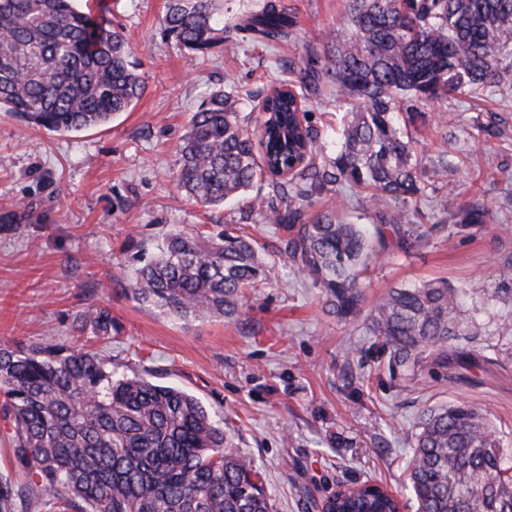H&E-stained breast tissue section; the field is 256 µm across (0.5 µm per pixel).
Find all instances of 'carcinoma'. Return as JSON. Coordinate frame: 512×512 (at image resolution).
<instances>
[{
	"mask_svg": "<svg viewBox=\"0 0 512 512\" xmlns=\"http://www.w3.org/2000/svg\"><path fill=\"white\" fill-rule=\"evenodd\" d=\"M351 35L330 64L306 70L301 85L213 92L180 139L178 187L220 206L246 196L264 175L272 194L258 210L286 231L284 256L321 290L336 316H357L359 272L391 234L407 251L432 232L460 233L488 213L453 204L448 188L440 221L404 224L382 217L372 240L332 211L307 216L302 201L326 183L370 192L375 205L428 196L431 183L408 127L424 113L415 102L481 98L512 84V0H349ZM281 0H263L238 20L224 0H168L164 32L186 50L207 54L238 41L288 34ZM327 79L346 106L336 155L312 151L318 130L306 87ZM124 36L79 0H0V112L62 133L104 124L143 94ZM259 113L253 130L242 108ZM134 298L179 319L233 316L246 291L266 279L257 243L231 225L196 235L170 231L138 250ZM460 313L444 281L391 289L368 316L370 333L395 364L416 369L439 356ZM80 330L112 333V311L89 309ZM4 436L18 480L0 476V512H272L253 462L229 448L224 422L196 396L129 371L112 358L64 344L0 343ZM417 512H512V452L470 406L427 410L409 463ZM390 495L328 498L323 512H398Z\"/></svg>",
	"mask_w": 512,
	"mask_h": 512,
	"instance_id": "1",
	"label": "carcinoma"
}]
</instances>
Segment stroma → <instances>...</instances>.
Segmentation results:
<instances>
[{"label":"stroma","mask_w":512,"mask_h":512,"mask_svg":"<svg viewBox=\"0 0 512 512\" xmlns=\"http://www.w3.org/2000/svg\"><path fill=\"white\" fill-rule=\"evenodd\" d=\"M101 18L119 25L145 91L111 123L59 134L0 112V342L29 346L75 340L83 310L108 307L111 335L85 338L113 362L197 396L239 454L251 458L273 512H322L339 486L377 482L416 512L407 467L423 413L463 402L512 448V85L485 100L420 104L415 135L426 173L446 133L456 136L448 173L460 205L479 203L491 220L459 234L433 232L403 252L371 256L361 276L366 304L390 289L433 279L459 292L462 316L449 348L462 366H390V352L364 317L341 319L280 256L283 235L250 199L209 207L175 180L177 145L192 112L232 84L255 91L324 61L328 36L348 33L347 0H283L287 39L195 55L163 35L167 0H105ZM307 107L322 133L319 158L334 156L344 110L321 84ZM346 207L366 227L381 214L365 194L327 184L306 198L315 215ZM243 227L256 240L266 280L234 318L179 320L138 303L126 274L142 242L169 230Z\"/></svg>","instance_id":"1"}]
</instances>
